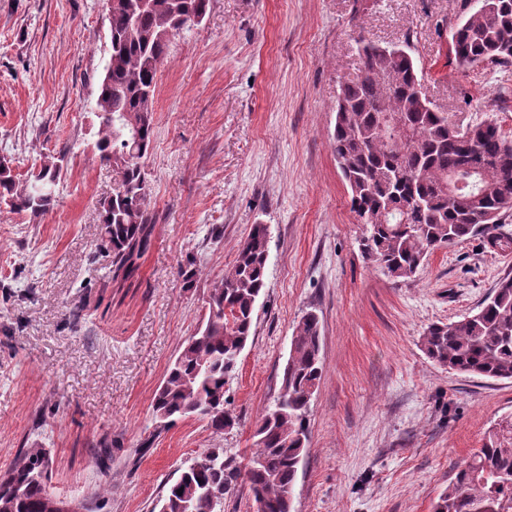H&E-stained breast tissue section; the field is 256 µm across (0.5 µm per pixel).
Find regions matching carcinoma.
I'll list each match as a JSON object with an SVG mask.
<instances>
[{
  "label": "carcinoma",
  "instance_id": "carcinoma-1",
  "mask_svg": "<svg viewBox=\"0 0 512 512\" xmlns=\"http://www.w3.org/2000/svg\"><path fill=\"white\" fill-rule=\"evenodd\" d=\"M210 0H111L109 60L96 100L95 151L117 174L99 203L98 249L111 257L112 278L139 269L156 218L145 159L154 136L157 75L170 37L200 24ZM452 31L462 66L512 64V0H461ZM359 74L339 82L333 149L351 191V210L365 226L362 251L395 281H407L436 249L487 231L512 212V140L497 123L458 129L420 93V70L408 47L362 38ZM403 114L385 131L381 116ZM60 161L46 160L19 181L0 163V202L37 218L52 205ZM265 224H254L232 269L211 288L205 317L167 369L153 402L163 428L197 418L215 434L234 425L227 385L254 328L269 250ZM433 362L463 374L512 379V278L501 280L478 310L433 323L420 341ZM323 373L321 323L310 311L297 323L281 387L255 423L250 468L240 472L225 448L195 458L163 497L168 512H219L243 481L257 512H292L294 485L309 436L310 402ZM50 457L24 448L0 474V512H59L48 493ZM182 494H177V490ZM434 512H512V417L488 432L482 447L455 472Z\"/></svg>",
  "mask_w": 512,
  "mask_h": 512
}]
</instances>
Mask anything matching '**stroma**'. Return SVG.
I'll return each instance as SVG.
<instances>
[{"label": "stroma", "mask_w": 512, "mask_h": 512, "mask_svg": "<svg viewBox=\"0 0 512 512\" xmlns=\"http://www.w3.org/2000/svg\"><path fill=\"white\" fill-rule=\"evenodd\" d=\"M107 13L106 0H0V161L22 180L66 155L45 215L0 206V472L37 443L53 462L50 492L77 512H152L205 449L248 452L312 310L324 371L294 512H433L457 465L512 413V380L440 366L419 340L512 276V249L479 234L399 283L373 266L332 145L338 82L361 67L359 38L406 42L451 124L491 120L512 138V66H457L460 0H210L200 25L171 37L158 74L152 245L133 277L104 284L98 207L115 174L93 143ZM255 224L271 238L254 334L228 386L236 425L158 429L167 366Z\"/></svg>", "instance_id": "stroma-1"}]
</instances>
